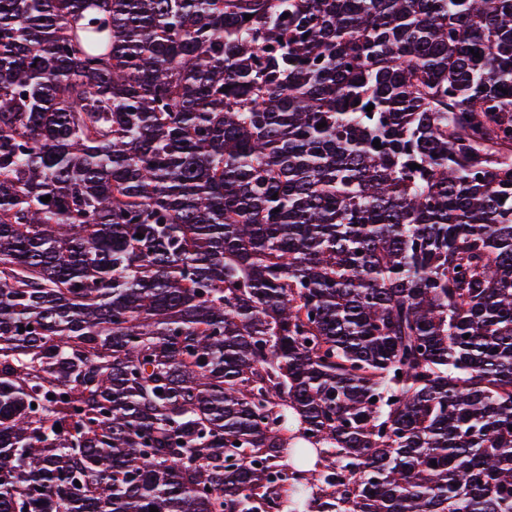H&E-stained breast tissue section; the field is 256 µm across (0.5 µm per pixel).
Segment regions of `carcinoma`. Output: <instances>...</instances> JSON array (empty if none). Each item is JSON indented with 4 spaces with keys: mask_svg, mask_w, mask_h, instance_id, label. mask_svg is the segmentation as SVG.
Listing matches in <instances>:
<instances>
[{
    "mask_svg": "<svg viewBox=\"0 0 512 512\" xmlns=\"http://www.w3.org/2000/svg\"><path fill=\"white\" fill-rule=\"evenodd\" d=\"M511 425L512 0H0V512H512Z\"/></svg>",
    "mask_w": 512,
    "mask_h": 512,
    "instance_id": "cac0c4a2",
    "label": "carcinoma"
}]
</instances>
